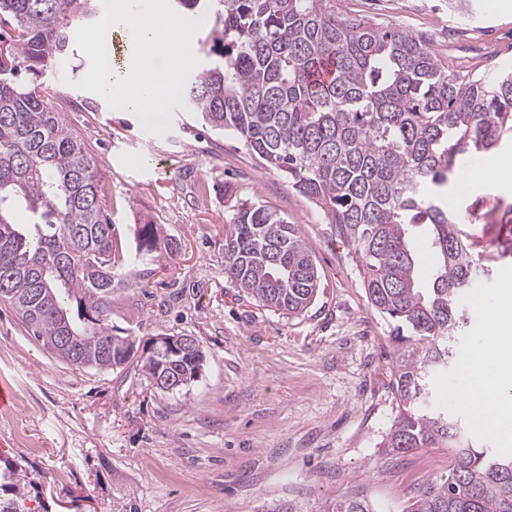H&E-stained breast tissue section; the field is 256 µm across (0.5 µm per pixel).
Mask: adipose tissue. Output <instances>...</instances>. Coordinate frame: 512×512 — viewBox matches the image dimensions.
<instances>
[{"label":"adipose tissue","instance_id":"ef3b65f1","mask_svg":"<svg viewBox=\"0 0 512 512\" xmlns=\"http://www.w3.org/2000/svg\"><path fill=\"white\" fill-rule=\"evenodd\" d=\"M485 336L469 358L465 380L471 405L490 396L483 421L512 428V294L494 306L479 305Z\"/></svg>","mask_w":512,"mask_h":512}]
</instances>
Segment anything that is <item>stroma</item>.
<instances>
[{
	"label": "stroma",
	"mask_w": 512,
	"mask_h": 512,
	"mask_svg": "<svg viewBox=\"0 0 512 512\" xmlns=\"http://www.w3.org/2000/svg\"><path fill=\"white\" fill-rule=\"evenodd\" d=\"M469 17L448 0H341L350 18L398 24L433 36L441 57L486 60L512 70V10L487 0ZM56 87L61 112L98 161L116 258L135 259L136 231L152 223L173 263L135 259L112 292V332L145 343L192 336L204 351L198 378L177 392L146 386L136 361L109 371L60 361L0 304V458L28 482L31 512H332L367 495L376 512H403L433 480L447 477L448 451L418 448L397 457L380 442L398 412L392 389L391 327L368 303L348 248L317 209L229 134L174 109L163 136L135 113L82 89L90 62ZM464 229L490 252L473 297L495 303L512 289V165L500 182L444 190ZM276 210L298 226L318 270L307 311L263 307L224 273V227L238 202ZM483 325L470 316L455 358L434 383L436 406L476 443L512 456V438L473 420L463 374Z\"/></svg>",
	"instance_id": "1"
}]
</instances>
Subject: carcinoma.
Here are the masks:
<instances>
[{
  "label": "carcinoma",
  "instance_id": "1",
  "mask_svg": "<svg viewBox=\"0 0 512 512\" xmlns=\"http://www.w3.org/2000/svg\"><path fill=\"white\" fill-rule=\"evenodd\" d=\"M340 0H176L213 19L217 61L193 72L185 107L211 128L237 134L345 242L368 303L391 324L398 414L383 440L391 454L450 449V475L408 512H512V457L462 442L457 422L432 405L467 317L461 299L481 265L465 217L438 193L466 156L496 150L512 133V72L443 64L423 32L352 20ZM97 0H0V301L61 361L122 366L135 339L112 335V222L97 159L38 82L75 70L76 32ZM332 67L333 77L322 78ZM33 215L21 229L10 209ZM424 229L434 262L422 274L412 237ZM144 224L136 255L156 251ZM224 273L275 311L298 315L318 275L297 225L237 204L224 233ZM201 345L142 355L154 371L195 380ZM0 512H29L18 465L0 458ZM333 512H374L365 496Z\"/></svg>",
  "mask_w": 512,
  "mask_h": 512
}]
</instances>
